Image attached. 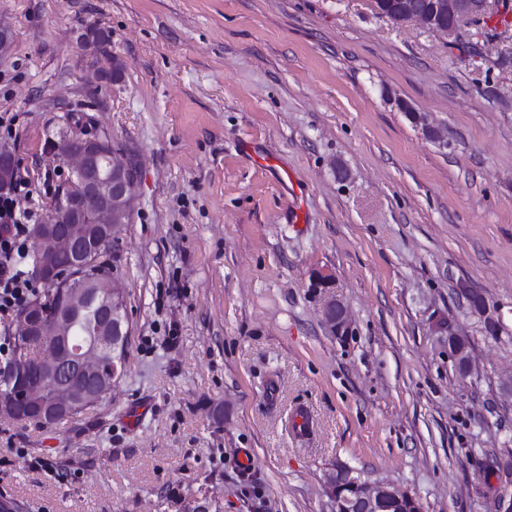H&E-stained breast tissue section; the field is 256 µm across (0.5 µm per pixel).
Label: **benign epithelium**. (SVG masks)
Listing matches in <instances>:
<instances>
[{
  "label": "benign epithelium",
  "mask_w": 512,
  "mask_h": 512,
  "mask_svg": "<svg viewBox=\"0 0 512 512\" xmlns=\"http://www.w3.org/2000/svg\"><path fill=\"white\" fill-rule=\"evenodd\" d=\"M491 0H393V13L383 17L399 24H414L436 34L448 43L459 36V22L489 12ZM399 107L420 125L431 140L446 143L442 129L408 101ZM56 153L67 165L70 179L62 189L43 223L33 230L39 244L37 273L52 280L63 268L83 270L98 252V245L119 238L123 224L119 217L132 210L136 181L128 173L127 163L112 160L102 141L70 131L57 142ZM16 165L13 150L0 145V190L8 186L6 175ZM69 310L94 309L98 320L112 329L87 348L73 342V321L68 313L47 317L38 306L24 310L15 324L20 339L39 336L52 347L33 365L19 369L12 392L0 398V412L19 418L37 416L51 426L66 417L76 399L96 401L104 396L101 357L112 352V377L121 374L117 356L123 335L124 306L121 289L96 295L77 288L68 303ZM323 318L334 336H347L352 322L347 307L332 298L323 308ZM467 336L453 331L448 336V358L457 374L466 377L472 370ZM324 486L334 512H385L390 504L408 505L412 512H423L421 501L387 481L370 482L346 463H338L325 475Z\"/></svg>",
  "instance_id": "7a95c632"
}]
</instances>
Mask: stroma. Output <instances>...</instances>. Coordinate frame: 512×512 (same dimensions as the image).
Listing matches in <instances>:
<instances>
[{
	"label": "stroma",
	"instance_id": "stroma-1",
	"mask_svg": "<svg viewBox=\"0 0 512 512\" xmlns=\"http://www.w3.org/2000/svg\"><path fill=\"white\" fill-rule=\"evenodd\" d=\"M491 9L451 45L373 0H0V117L34 206L63 185L53 143L71 115L138 161L103 257L128 292L125 370L56 425L0 415V501L331 512L323 476L339 461L425 512L512 497V9ZM91 24L111 31V58L77 45ZM112 58L120 79L88 83ZM319 273L332 289L312 287ZM331 294L351 336L324 325ZM452 327L470 342L465 378ZM399 107L403 112H406L408 117L416 124L420 125L423 133L432 141L447 145L444 138L442 129L439 125L432 123L428 120L426 115L419 113V111L408 101L399 100ZM448 336V358L460 377H467L472 370L471 353L467 352L468 338L464 334L450 330Z\"/></svg>",
	"mask_w": 512,
	"mask_h": 512
}]
</instances>
